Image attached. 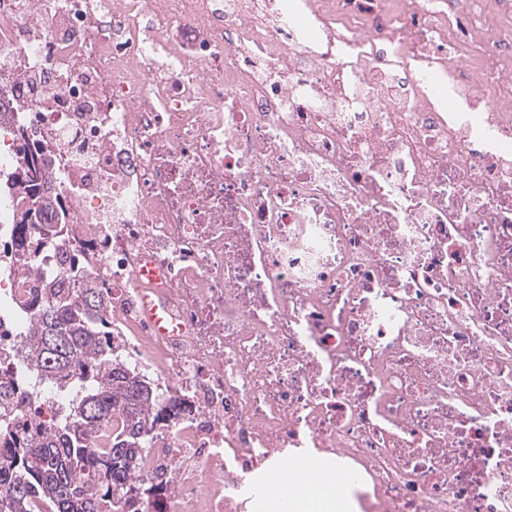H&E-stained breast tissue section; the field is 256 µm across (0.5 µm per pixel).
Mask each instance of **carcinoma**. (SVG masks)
Segmentation results:
<instances>
[{
  "label": "carcinoma",
  "instance_id": "cac0c4a2",
  "mask_svg": "<svg viewBox=\"0 0 512 512\" xmlns=\"http://www.w3.org/2000/svg\"><path fill=\"white\" fill-rule=\"evenodd\" d=\"M22 194L6 263L21 276L52 240L33 233L60 198L27 175L0 180V192ZM89 255L68 254L56 278L22 302L30 317L22 345L30 372L76 389L60 419L32 433L0 437V512H151L163 490L140 478L138 464L155 425L174 409L158 387L118 359L103 291L85 276Z\"/></svg>",
  "mask_w": 512,
  "mask_h": 512
}]
</instances>
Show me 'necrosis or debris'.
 <instances>
[{
    "label": "necrosis or debris",
    "mask_w": 512,
    "mask_h": 512,
    "mask_svg": "<svg viewBox=\"0 0 512 512\" xmlns=\"http://www.w3.org/2000/svg\"><path fill=\"white\" fill-rule=\"evenodd\" d=\"M0 111L176 407L162 512L292 500L290 463L361 512H512V0H0ZM37 268L0 267L8 362ZM142 312L159 336H174L176 327L162 288L167 286L166 270L148 262L139 270Z\"/></svg>",
    "instance_id": "obj_1"
}]
</instances>
